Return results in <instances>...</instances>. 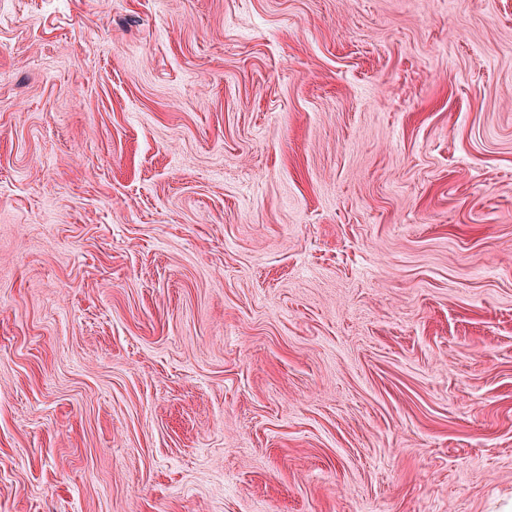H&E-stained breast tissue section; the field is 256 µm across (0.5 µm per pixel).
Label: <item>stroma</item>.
Returning <instances> with one entry per match:
<instances>
[{
	"instance_id": "stroma-1",
	"label": "stroma",
	"mask_w": 512,
	"mask_h": 512,
	"mask_svg": "<svg viewBox=\"0 0 512 512\" xmlns=\"http://www.w3.org/2000/svg\"><path fill=\"white\" fill-rule=\"evenodd\" d=\"M0 512H512V0H0Z\"/></svg>"
}]
</instances>
